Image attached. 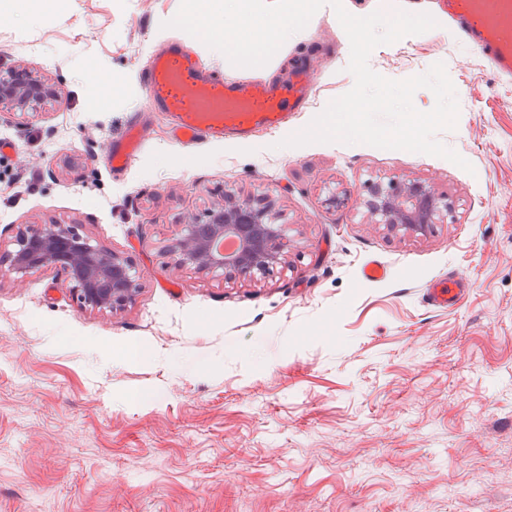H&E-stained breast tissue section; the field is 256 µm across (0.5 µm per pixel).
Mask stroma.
I'll return each mask as SVG.
<instances>
[{
	"label": "stroma",
	"instance_id": "obj_1",
	"mask_svg": "<svg viewBox=\"0 0 512 512\" xmlns=\"http://www.w3.org/2000/svg\"><path fill=\"white\" fill-rule=\"evenodd\" d=\"M180 0H0V70L58 98L0 105V250L21 225H80L141 276L135 301L79 309L64 272L0 270V512H512V79L438 17L375 48L401 80L445 63L460 107L437 135L469 161L365 144L281 148L349 91L332 7L261 67H236L164 28ZM224 79L315 85L287 127L223 144L173 140L140 72L169 42ZM146 125L126 171L102 158L130 115ZM425 181L453 212L430 234L367 223L370 182ZM266 194L286 262L252 279L180 268L164 253L225 191ZM347 192L351 204L327 199ZM389 276L361 279L364 263ZM469 284L455 307L430 281ZM147 359L130 356L131 348ZM466 288L462 280L448 276V280L434 282L425 288V296L430 306L448 309L463 298Z\"/></svg>",
	"mask_w": 512,
	"mask_h": 512
}]
</instances>
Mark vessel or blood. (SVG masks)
<instances>
[{"instance_id": "obj_1", "label": "vessel or blood", "mask_w": 512, "mask_h": 512, "mask_svg": "<svg viewBox=\"0 0 512 512\" xmlns=\"http://www.w3.org/2000/svg\"><path fill=\"white\" fill-rule=\"evenodd\" d=\"M436 6L499 76L512 78V0H437ZM141 82L150 107L169 116L174 138L198 143L245 140L259 129L283 128L289 115L307 103L314 77L298 66L276 86L225 80L172 43L152 57ZM141 146L139 123L126 120L106 154V165L126 170ZM465 292L464 282L451 277L432 283L425 296L430 306L445 309Z\"/></svg>"}]
</instances>
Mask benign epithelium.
Here are the masks:
<instances>
[{"instance_id": "obj_1", "label": "benign epithelium", "mask_w": 512, "mask_h": 512, "mask_svg": "<svg viewBox=\"0 0 512 512\" xmlns=\"http://www.w3.org/2000/svg\"><path fill=\"white\" fill-rule=\"evenodd\" d=\"M56 97L52 84L23 67L0 70V103L33 109ZM370 224L390 230L426 233L452 210L448 197L430 185L401 179L375 182L359 201ZM287 224L266 198L224 193V199L186 217L180 234L165 246L179 267L202 271L231 269L243 277L265 274L288 256ZM22 276L55 268L68 277L80 309L111 312L133 303L140 275L122 253L101 248L76 224H27L19 229L9 253Z\"/></svg>"}]
</instances>
